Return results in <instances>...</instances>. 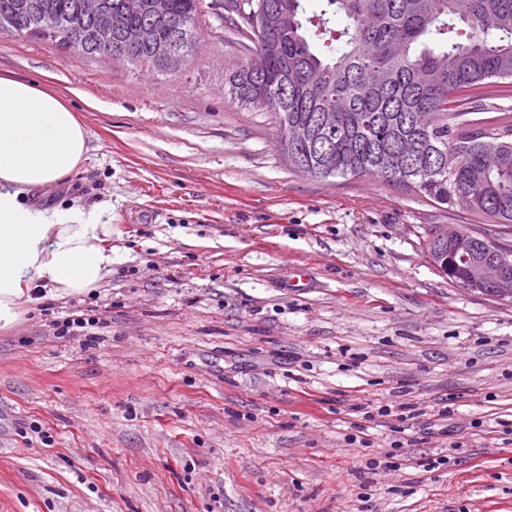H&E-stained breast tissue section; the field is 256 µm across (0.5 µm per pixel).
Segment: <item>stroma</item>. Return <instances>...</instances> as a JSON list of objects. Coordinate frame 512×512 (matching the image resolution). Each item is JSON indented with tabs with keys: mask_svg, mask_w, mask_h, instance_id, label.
<instances>
[{
	"mask_svg": "<svg viewBox=\"0 0 512 512\" xmlns=\"http://www.w3.org/2000/svg\"><path fill=\"white\" fill-rule=\"evenodd\" d=\"M227 30L207 17L164 74L0 38V74L48 83L88 130L82 165L33 203L106 202L112 224L97 288L0 330V512H357L369 487L368 512H512L493 429L512 420V302L426 253L434 225L474 216L290 168L271 113L225 92ZM296 267L312 287L283 288ZM78 310L94 335L54 337ZM396 439V469L362 471Z\"/></svg>",
	"mask_w": 512,
	"mask_h": 512,
	"instance_id": "obj_1",
	"label": "stroma"
}]
</instances>
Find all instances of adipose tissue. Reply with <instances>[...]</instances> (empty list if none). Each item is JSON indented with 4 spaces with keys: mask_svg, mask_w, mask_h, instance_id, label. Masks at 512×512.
<instances>
[{
    "mask_svg": "<svg viewBox=\"0 0 512 512\" xmlns=\"http://www.w3.org/2000/svg\"><path fill=\"white\" fill-rule=\"evenodd\" d=\"M88 152L72 107L36 84L0 75V330L25 315L39 290L82 295L112 267L100 240L111 237L105 206L37 209L27 195L61 182Z\"/></svg>",
    "mask_w": 512,
    "mask_h": 512,
    "instance_id": "ef3b65f1",
    "label": "adipose tissue"
}]
</instances>
